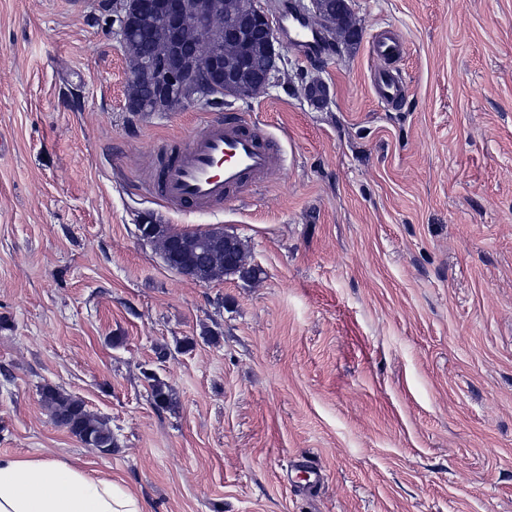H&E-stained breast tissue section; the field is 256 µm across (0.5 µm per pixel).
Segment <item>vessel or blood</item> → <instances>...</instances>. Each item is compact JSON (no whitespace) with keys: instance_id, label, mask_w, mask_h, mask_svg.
Segmentation results:
<instances>
[{"instance_id":"obj_1","label":"vessel or blood","mask_w":512,"mask_h":512,"mask_svg":"<svg viewBox=\"0 0 512 512\" xmlns=\"http://www.w3.org/2000/svg\"><path fill=\"white\" fill-rule=\"evenodd\" d=\"M374 87L387 102L404 92L392 75L377 71ZM282 164L275 137L265 128L239 118L206 116L187 145L160 166L153 185L179 211H205L235 201L243 188L265 181Z\"/></svg>"}]
</instances>
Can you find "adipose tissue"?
<instances>
[{
    "instance_id": "obj_1",
    "label": "adipose tissue",
    "mask_w": 512,
    "mask_h": 512,
    "mask_svg": "<svg viewBox=\"0 0 512 512\" xmlns=\"http://www.w3.org/2000/svg\"><path fill=\"white\" fill-rule=\"evenodd\" d=\"M0 512H142L138 496L70 463L0 454Z\"/></svg>"
}]
</instances>
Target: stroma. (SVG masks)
<instances>
[{
  "label": "stroma",
  "instance_id": "1",
  "mask_svg": "<svg viewBox=\"0 0 512 512\" xmlns=\"http://www.w3.org/2000/svg\"><path fill=\"white\" fill-rule=\"evenodd\" d=\"M349 8L355 44L282 39L274 84L218 107L282 167L181 212L149 180L208 105L127 111L99 0H0V453L111 477L143 512H512V0ZM146 216L236 235L260 279L179 275ZM49 385L107 420L111 454L52 420ZM374 87L382 100L391 103L398 101L404 92L402 84L397 79L381 70L375 73Z\"/></svg>",
  "mask_w": 512,
  "mask_h": 512
}]
</instances>
